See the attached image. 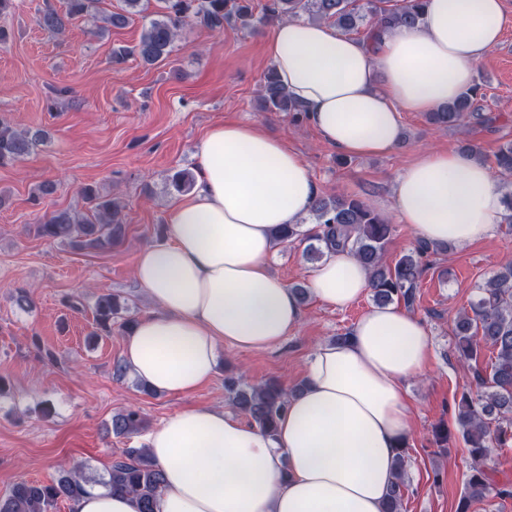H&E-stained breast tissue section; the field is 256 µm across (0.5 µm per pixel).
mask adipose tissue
I'll use <instances>...</instances> for the list:
<instances>
[{"label":"adipose tissue","mask_w":512,"mask_h":512,"mask_svg":"<svg viewBox=\"0 0 512 512\" xmlns=\"http://www.w3.org/2000/svg\"><path fill=\"white\" fill-rule=\"evenodd\" d=\"M511 24L504 0H429L419 25L374 44L326 23L282 21L265 51L326 144L381 155L401 139V112L433 111L468 89ZM197 159L196 187L170 208L166 241L136 256L135 278L156 310L123 339L129 373L176 395L213 379L221 347L267 350L300 326L299 297L270 262L280 225L298 223L318 193L301 156L257 123L213 126ZM392 206L434 245L482 239L505 212L490 171L451 150L405 167ZM369 288L367 270L346 250L327 253L309 280L333 308ZM430 359L419 317L376 306L348 342L313 350L274 434L221 407L170 414L147 439L164 472L156 512H383L412 432L409 384Z\"/></svg>","instance_id":"adipose-tissue-1"}]
</instances>
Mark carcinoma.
Masks as SVG:
<instances>
[{"label": "carcinoma", "instance_id": "carcinoma-1", "mask_svg": "<svg viewBox=\"0 0 512 512\" xmlns=\"http://www.w3.org/2000/svg\"><path fill=\"white\" fill-rule=\"evenodd\" d=\"M95 0H67L66 9L58 12L45 9L38 18L43 29L61 34L70 21L87 15ZM141 0H124L120 12L103 17L109 27L126 24L131 10ZM159 18L145 26L139 42L132 47L112 51V63L119 65L130 57L145 65L169 60L175 49L179 31L196 22L211 29L236 20L245 29L282 17L303 15L311 20L331 21L343 33H356L373 39L382 32L418 24L424 15L426 0H269L262 14L254 13L253 0H158ZM261 109L264 112H285L300 119L301 110L280 83L274 68H267L261 77ZM477 88L473 87L456 100L440 106L429 114V121L450 128L475 116ZM43 141V133L20 132L0 121V166L25 160ZM497 172L504 178L512 176V142L494 156ZM196 185L190 169H179L168 177V186L176 193H188ZM86 211L69 209L53 211L33 225L34 234L48 241H60L79 250L106 251L123 236L121 209L112 200L100 195L93 185L81 188ZM309 213L315 227L301 230L299 224H285L276 234L278 243L299 242L311 261L321 260L326 252L349 250L369 271L374 302L386 305L402 301L410 306L414 290L424 272V258L430 245L421 241L414 251L389 263L387 246L392 224L364 201L349 196L319 195ZM127 303L117 293L101 294L92 305L99 337L112 333L119 324L129 331L134 319L122 317ZM452 332L458 357L471 366V383L475 390H466L456 404L455 430L468 448L471 466L465 491L457 512H470L475 501L494 494L512 497V484L498 485L492 478L489 463L496 448L512 447V266L497 272L480 288L469 308L453 320ZM495 354L490 371L479 367L482 348ZM231 405L251 422L272 435L286 408L290 393L276 383L250 386L240 380L224 381ZM145 422L138 411L129 409L112 418L111 430L117 436L138 434ZM405 457L395 462L394 482L389 489L384 512H402L406 484ZM164 482L163 470L145 448H125L112 459L108 478L87 477L80 466L61 468L50 483L21 480L0 498V512H53L58 500L75 501L87 488L101 485L114 492L135 497L139 512H155L156 498Z\"/></svg>", "mask_w": 512, "mask_h": 512}]
</instances>
